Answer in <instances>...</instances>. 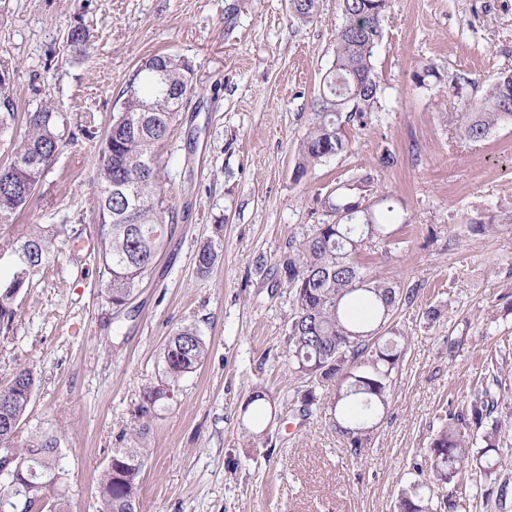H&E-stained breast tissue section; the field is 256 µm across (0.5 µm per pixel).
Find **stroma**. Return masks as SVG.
I'll return each instance as SVG.
<instances>
[{
    "label": "stroma",
    "mask_w": 512,
    "mask_h": 512,
    "mask_svg": "<svg viewBox=\"0 0 512 512\" xmlns=\"http://www.w3.org/2000/svg\"><path fill=\"white\" fill-rule=\"evenodd\" d=\"M389 5L374 59L383 111L350 130L347 152L298 179L297 143L333 67L341 0H320L309 24L290 20L288 0H0V74L19 109L52 106L63 144L45 200L2 237L28 224L93 235L95 142L126 82L157 54L194 68L196 93L156 156L175 231L131 304L115 312L97 263L64 251L20 295L13 332L0 334V385L23 365L36 377L21 433L65 429L68 512H99V475L142 422L144 512H395L413 463L470 398L487 355L512 354V124L476 143L448 124L512 74V0ZM77 24L90 32L80 52L64 43ZM426 69L458 88L417 87ZM386 150L396 166L381 167ZM357 176L371 179L367 201L392 196L407 219L401 249L372 247L365 262L417 296L397 314L408 345L388 408L354 451L328 406L299 411L307 385L288 364L292 296L277 267L289 241L333 221L324 196ZM475 221L503 230L475 236ZM206 245L219 258L203 276ZM182 325L208 355L174 399L139 419L142 389L162 378L165 342ZM257 389L273 402L259 419L244 410ZM260 430L267 443L254 439Z\"/></svg>",
    "instance_id": "35a3bbf8"
}]
</instances>
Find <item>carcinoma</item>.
<instances>
[{"label": "carcinoma", "instance_id": "1", "mask_svg": "<svg viewBox=\"0 0 512 512\" xmlns=\"http://www.w3.org/2000/svg\"><path fill=\"white\" fill-rule=\"evenodd\" d=\"M388 9L389 0H342L333 70L323 79L312 105L313 117L298 143L295 179H301L308 167L348 150L346 126L364 130L382 111L384 89L374 57ZM289 11L293 19L309 23L318 15L319 2L289 0ZM87 41L83 25L69 28L68 47L76 50ZM159 59L169 61V95H163L156 74L138 67L122 91L121 111L112 117L94 165V259L103 268L105 292L117 311L130 304L174 230V211L167 203L155 153L193 91V69L178 55ZM18 123L10 85L0 82V137H10L12 145L10 159L0 162V227L12 225L21 212L31 209L60 150L57 115L51 107L26 112L23 136L16 138ZM507 123L512 124V75L491 83L475 111L448 114V125L473 142ZM116 185H145L148 190L114 193ZM324 204L331 213L347 214L332 224L311 225L289 243L288 254L279 262L292 294L288 353L294 372L310 383L301 395L303 411L310 415L320 400H326L336 434L356 450L367 442L375 421L388 408L395 373L407 349L406 336L394 324L395 315L413 302L417 289L383 282L359 261L371 245H381L387 254L399 245L393 229L394 199H379L367 213L344 194L330 193ZM63 241L75 253L84 249L78 231L63 224H29L17 236L0 241V252L13 256L12 276L0 283V332L13 331L18 318L17 296L11 289L32 287ZM216 258L211 247L200 249L199 273H209ZM207 355L208 346L195 327L178 328L164 348L165 380L143 388L138 417L153 414L170 400L181 379L202 365ZM507 372L505 355L490 360L467 404L445 414L423 460L413 465L410 480L398 495L397 512H458L469 474L480 477L485 495H496L499 508L506 507L512 495V470L507 467L512 444L501 440L502 422L496 413L499 395L508 387ZM35 384L33 370L23 366L0 387V457H9V471L32 477L22 512L46 508L62 512V427L38 428L19 438ZM321 386L330 388L324 398L316 394ZM144 466L142 448L112 452L98 478L103 512H143L139 487Z\"/></svg>", "mask_w": 512, "mask_h": 512}]
</instances>
